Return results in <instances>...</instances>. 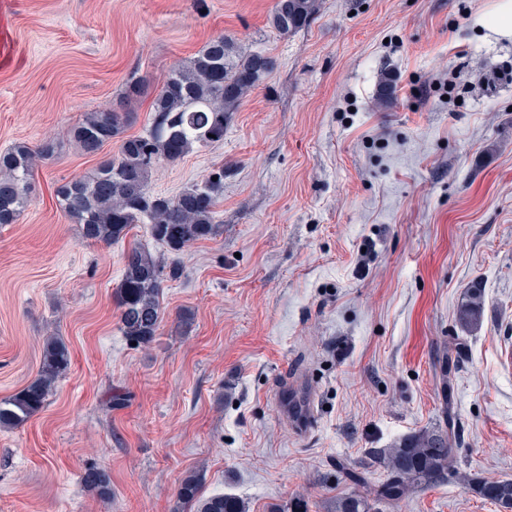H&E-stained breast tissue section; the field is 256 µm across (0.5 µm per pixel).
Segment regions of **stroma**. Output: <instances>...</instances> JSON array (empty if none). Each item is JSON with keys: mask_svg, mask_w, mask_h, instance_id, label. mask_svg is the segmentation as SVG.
<instances>
[{"mask_svg": "<svg viewBox=\"0 0 512 512\" xmlns=\"http://www.w3.org/2000/svg\"><path fill=\"white\" fill-rule=\"evenodd\" d=\"M273 2L20 0L0 152L54 153L0 225V400L36 378L49 337L70 366L38 415L0 428V512H183L193 471L202 499L330 512L356 490L339 466L446 414L456 475L398 512H502L460 479L512 480V33L488 25L500 0H319L291 35L271 27ZM220 35L278 66L222 142L150 179L172 196L223 165L218 234L177 255L145 224L86 242L56 190L121 142L87 155L71 127L132 75L160 88ZM135 246L181 268L146 347L123 335L115 295ZM474 285L484 315L465 333L456 311ZM292 381L312 412L302 434L276 402ZM92 469L109 495L84 488Z\"/></svg>", "mask_w": 512, "mask_h": 512, "instance_id": "35a3bbf8", "label": "stroma"}]
</instances>
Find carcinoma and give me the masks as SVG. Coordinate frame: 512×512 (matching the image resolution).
<instances>
[{"instance_id": "obj_1", "label": "carcinoma", "mask_w": 512, "mask_h": 512, "mask_svg": "<svg viewBox=\"0 0 512 512\" xmlns=\"http://www.w3.org/2000/svg\"><path fill=\"white\" fill-rule=\"evenodd\" d=\"M318 9V0H275L270 22L281 34L294 33L307 27ZM276 67L273 57L245 53L233 39L219 36L173 69L159 89L153 91L148 80L133 77L110 109L86 116L73 128L72 139L82 152L95 154L131 124V103L152 96V117L143 133L123 139L118 156L101 162L92 175L57 189L61 208L81 226L82 237L91 243H110L125 238L133 225L147 224L156 241L179 254L216 235L224 165L213 167L203 181L172 197L153 193L149 175L162 161H176L196 148L223 141L224 124L232 112ZM51 153L49 146L36 152L20 144L0 153V170L5 171V177L0 178V224L16 223L29 205L35 160ZM178 274L176 264L144 248L134 247L127 253L116 289L121 329L127 340L138 346L154 340L161 322L162 282ZM483 308L481 289H469L457 308L462 331L469 332L480 324ZM69 365L65 344L48 342L38 377L19 393L0 401V426H19L42 410ZM456 443L455 429L448 425L420 430L386 448L371 450L370 464L382 465L385 478L370 486L364 496L354 493L336 498L335 512H371V499L394 509L411 495L444 484L452 469ZM462 479L479 497L512 509V481H488L467 474ZM83 483L102 494L109 491L108 477L100 472L86 474ZM198 483L196 472L182 481L179 496L183 505L196 508V512H247L246 503L233 495L199 500Z\"/></svg>"}]
</instances>
